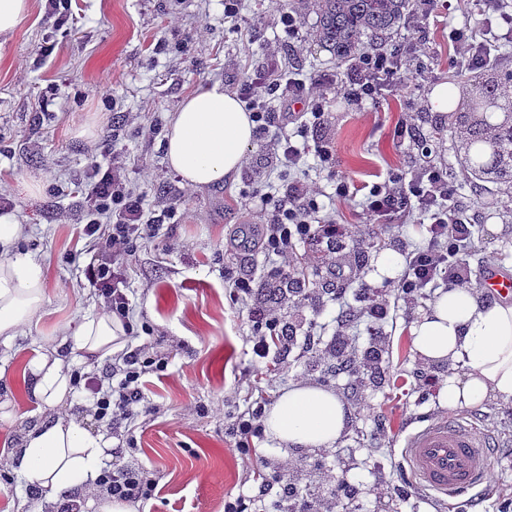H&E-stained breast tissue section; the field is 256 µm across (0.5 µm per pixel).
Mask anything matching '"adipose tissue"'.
<instances>
[{
    "instance_id": "1",
    "label": "adipose tissue",
    "mask_w": 512,
    "mask_h": 512,
    "mask_svg": "<svg viewBox=\"0 0 512 512\" xmlns=\"http://www.w3.org/2000/svg\"><path fill=\"white\" fill-rule=\"evenodd\" d=\"M254 124L244 104L223 85L199 88L185 98L165 135L170 168L192 189L206 188L238 171L253 139ZM25 227L14 215L0 216V341L11 342L19 329L40 318L46 282L40 264L15 253ZM124 329L111 316L87 318L77 336L87 355L104 358L122 349ZM412 345L428 362L453 366L440 392L444 406L475 407L487 398L512 400V302L482 301L469 288L439 290L411 327ZM68 342L60 336L27 362L33 398L46 415L31 427L8 466L60 503L79 489H89L104 459V444L80 422L57 408L72 379L61 355ZM345 404L330 390L293 384L267 412L266 432L279 451L328 448L348 423Z\"/></svg>"
}]
</instances>
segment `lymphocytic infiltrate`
Listing matches in <instances>:
<instances>
[{"label": "lymphocytic infiltrate", "mask_w": 512, "mask_h": 512, "mask_svg": "<svg viewBox=\"0 0 512 512\" xmlns=\"http://www.w3.org/2000/svg\"><path fill=\"white\" fill-rule=\"evenodd\" d=\"M466 2L480 20L477 25L466 24L450 31L454 54L449 64L475 70L495 65L500 60L499 26L503 23L512 26V0ZM411 43L413 51L408 55L385 48L357 55L349 63L343 81L332 71L307 80L295 78L277 56L270 55L255 62L252 73L239 83L238 93L249 105L256 132L268 141L280 162L296 165L304 154L315 153L332 169L337 209L359 205L360 224L352 228L332 216L315 222L319 190L304 181L289 183L280 195L266 192L260 185L254 187L246 197L248 210L261 220L254 245L275 257L277 265L269 275L242 272L227 276L225 282L235 299L254 298L273 277L288 274L296 261V245L300 241L322 234L331 244L327 264L333 268L339 255L364 249L379 229L394 221L419 224L427 232L425 243L406 255V268L397 285L405 303H416L429 288L471 286L467 255L474 238V225L467 216L470 205L449 180L447 169L432 165L411 174L389 172L359 200L352 191L353 179L333 169L332 147L304 139L308 125L324 124L331 97L362 107L376 102L390 83H397L399 90L406 92L415 87L424 75L420 58L425 48L419 38H412ZM273 99L289 106L305 105L308 125L298 126L296 133H285L284 116L269 106ZM77 192L83 199L80 233L90 256L83 274L100 298L105 313L122 323L126 337H135L129 320L126 273L135 262L140 245L158 236L164 219L175 215L178 204L170 202L161 215L147 216L141 194L131 186L122 167L97 161L78 183ZM167 365V357L148 355L145 346L139 345L122 351L101 371L88 375L85 388L95 421L115 431L139 416L153 413L155 407L143 392V378L155 370L166 369ZM265 407V401H255L230 420L228 431L235 438L243 460L251 458L252 438L263 433ZM297 467V462L291 460L264 475L253 495L225 502L224 512H253L256 503L269 497L280 498L290 487L288 475ZM97 485L113 499L126 502L149 499L154 489L151 480L138 469L128 467L102 473Z\"/></svg>", "instance_id": "f902f5d3"}]
</instances>
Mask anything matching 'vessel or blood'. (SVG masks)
Here are the masks:
<instances>
[{"label": "vessel or blood", "instance_id": "obj_1", "mask_svg": "<svg viewBox=\"0 0 512 512\" xmlns=\"http://www.w3.org/2000/svg\"><path fill=\"white\" fill-rule=\"evenodd\" d=\"M477 286L493 298L512 299V272L488 267ZM492 457L489 435L460 415L431 417L408 431L402 443L407 480L442 501L484 485Z\"/></svg>", "mask_w": 512, "mask_h": 512}]
</instances>
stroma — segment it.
I'll list each match as a JSON object with an SVG mask.
<instances>
[{
  "instance_id": "obj_1",
  "label": "stroma",
  "mask_w": 512,
  "mask_h": 512,
  "mask_svg": "<svg viewBox=\"0 0 512 512\" xmlns=\"http://www.w3.org/2000/svg\"><path fill=\"white\" fill-rule=\"evenodd\" d=\"M72 12L75 23L55 29L44 23V9L34 0L17 30L0 35V192L11 197L14 216L26 226L16 251L42 265L47 288L42 320L22 327L11 344L0 343V367L6 370L0 404L8 412L0 418V439H7L8 451H16L25 432L42 419L36 401L23 398L18 374L27 356L61 330L75 332L100 310L82 273L90 256L76 233L82 203L74 186L93 161L91 147L102 143L142 195L147 212L172 198L182 201L176 217L164 221L158 237L139 249L127 272L134 325L150 326L170 357L165 371L146 377L144 392L155 413L135 421L133 447L103 462L107 470L137 462L154 483L151 499L134 503V512H224L225 500L251 494L258 474L273 472L290 458L304 463L297 488L308 495L315 493L323 472L346 474L358 494L341 501L339 512H499L503 501L512 500L511 400L491 397L471 410L500 444L499 480L475 496L443 502L414 489L404 474L401 433L445 412L439 390L448 366L420 360L409 336L435 291L408 308L397 301L393 281L383 284L391 308L382 324L381 385L325 373L298 346L272 348L267 373L258 371L248 341L254 304L231 298L224 273L263 274L274 260L231 246L230 239L241 225L255 223L241 202L259 183L278 191L292 176L314 182L323 192L321 206L331 209L334 185L314 154L304 155L291 172L256 139L233 179L199 191L183 187L165 160L163 129L180 102L213 82L232 89L267 47L278 48L299 78L336 69L332 51L309 36L318 22L316 6L302 12L300 39L293 45L276 25L268 0H238L233 26L224 22V0H72ZM462 24L457 11L411 14L388 43L420 34L429 69L418 86L404 96L386 90L377 104L362 110L332 101L324 125L309 128V137L332 146L337 168L357 186H372L390 171L409 172L428 161L443 167L457 163L458 143L448 131L451 116L429 111L426 103L429 90L448 78V32ZM247 30L255 35L249 58L240 45ZM47 41L56 48L39 58ZM104 82L112 85L108 100L96 93ZM409 115L425 131L426 148L393 142L396 122ZM53 185L58 193H50ZM461 192L476 212L468 257L472 275L489 263L512 271V209L504 205L512 191L465 186ZM422 237L418 227L389 224L380 239L366 245L367 263L346 265L345 296L326 294L303 305V330L330 339L343 310L356 306V291L380 253L406 254ZM301 382L333 390L347 406L350 417L341 439L329 448H297L284 455L272 451L271 440L263 436L252 443L251 462L243 463L225 432L229 416L260 396L275 402L288 386ZM379 484L399 486L400 493L375 498L371 490ZM52 509L42 489L0 471V512Z\"/></svg>"
}]
</instances>
